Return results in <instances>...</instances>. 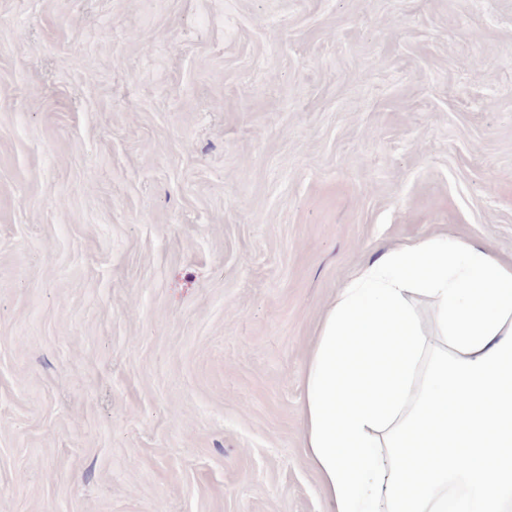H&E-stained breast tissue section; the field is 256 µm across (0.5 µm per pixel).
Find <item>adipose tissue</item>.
<instances>
[{
	"label": "adipose tissue",
	"instance_id": "ef3b65f1",
	"mask_svg": "<svg viewBox=\"0 0 512 512\" xmlns=\"http://www.w3.org/2000/svg\"><path fill=\"white\" fill-rule=\"evenodd\" d=\"M303 438L333 512H512V261L386 247L327 304Z\"/></svg>",
	"mask_w": 512,
	"mask_h": 512
}]
</instances>
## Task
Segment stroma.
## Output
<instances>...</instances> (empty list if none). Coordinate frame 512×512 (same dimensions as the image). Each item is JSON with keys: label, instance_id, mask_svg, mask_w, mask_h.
<instances>
[{"label": "stroma", "instance_id": "35a3bbf8", "mask_svg": "<svg viewBox=\"0 0 512 512\" xmlns=\"http://www.w3.org/2000/svg\"><path fill=\"white\" fill-rule=\"evenodd\" d=\"M512 257V0H0V512H331L329 301Z\"/></svg>", "mask_w": 512, "mask_h": 512}]
</instances>
